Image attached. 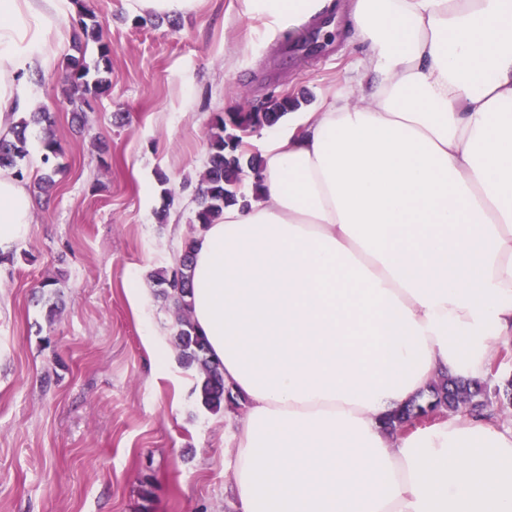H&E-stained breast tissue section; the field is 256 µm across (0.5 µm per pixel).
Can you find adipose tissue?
Returning a JSON list of instances; mask_svg holds the SVG:
<instances>
[{
	"instance_id": "ef3b65f1",
	"label": "adipose tissue",
	"mask_w": 512,
	"mask_h": 512,
	"mask_svg": "<svg viewBox=\"0 0 512 512\" xmlns=\"http://www.w3.org/2000/svg\"><path fill=\"white\" fill-rule=\"evenodd\" d=\"M279 25L329 0H241ZM340 88L267 132L249 206L193 243L191 316L245 398L238 512H512V427L388 429L512 341V0H348ZM60 0H0V135L49 69ZM35 221L0 169V252Z\"/></svg>"
}]
</instances>
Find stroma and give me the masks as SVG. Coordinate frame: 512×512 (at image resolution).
Here are the masks:
<instances>
[{
    "instance_id": "1",
    "label": "stroma",
    "mask_w": 512,
    "mask_h": 512,
    "mask_svg": "<svg viewBox=\"0 0 512 512\" xmlns=\"http://www.w3.org/2000/svg\"><path fill=\"white\" fill-rule=\"evenodd\" d=\"M92 4L112 48V87L90 99L80 126L62 93L63 59L36 81L33 107L54 124L29 127L25 180L41 173L48 133L63 170L50 196H33L36 222L13 263L0 264V512H237L228 463L243 411L200 405L197 371L177 357L174 313L151 275L199 231L194 191L213 115L283 92L318 102L360 47L339 8L324 51L305 58L283 49L313 21L271 28L241 17L239 0H201L176 22L143 25L128 0ZM46 278L56 281L53 312L32 299ZM137 279L139 309L127 294ZM152 331L166 347L160 363L145 344ZM482 387L512 426V358Z\"/></svg>"
}]
</instances>
